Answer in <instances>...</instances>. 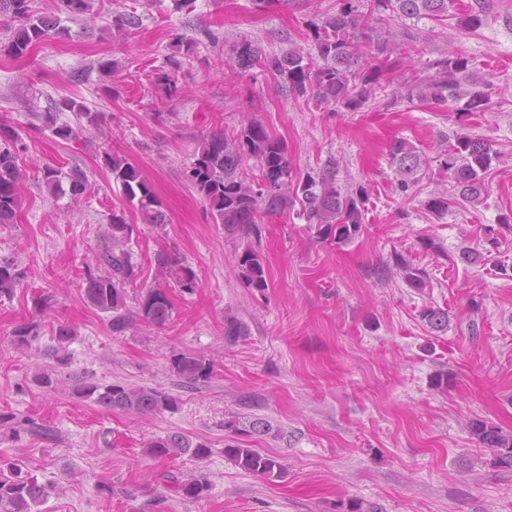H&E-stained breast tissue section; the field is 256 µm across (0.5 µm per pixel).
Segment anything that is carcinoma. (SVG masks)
Returning <instances> with one entry per match:
<instances>
[{
  "mask_svg": "<svg viewBox=\"0 0 512 512\" xmlns=\"http://www.w3.org/2000/svg\"><path fill=\"white\" fill-rule=\"evenodd\" d=\"M370 12L362 11L363 0H341L339 10L312 26V37L321 63L310 61L304 49L290 43L287 51L274 56H263L262 49L243 38L229 49L227 63L242 71L262 62L278 79L281 90L297 96L311 95L336 111L356 112L362 108L385 82L394 80V73L417 49V38L411 30L381 31L372 26L370 16L386 14L390 17L421 20L439 19L448 15L454 0H368ZM33 0H0V18L7 21L11 32L8 41H0V54L20 59L36 45L53 37L70 36V28L62 25L59 15H45L35 11ZM59 11L68 20L93 19V0H59ZM119 30L136 28L142 18L133 13H119L112 17ZM369 44L372 54L362 46ZM403 55L392 58L396 50ZM431 70L415 84L407 85L406 97L417 98L440 106H448L459 120L486 109L487 98L480 90L483 79L472 60L458 52L428 63ZM62 112H71L74 123L59 121ZM41 130L50 131L61 141L73 142L97 131L103 122V113L89 108L73 96H65L54 103L52 112H36ZM20 133L0 119V224L16 222L22 192V173L18 164ZM390 163L395 167L400 189L406 191L419 181L422 160L417 148L406 140H396L390 150ZM254 161L259 174L252 180L243 175V169ZM501 157L487 140L473 135L466 124L453 134V141L440 155V169L452 179V197L434 196L427 201L429 211L441 214L452 203L476 206L489 192L487 175ZM103 167L112 176L114 184L122 189L129 205L137 210L147 224L164 229L166 214L154 185L125 157L104 153ZM185 177L202 201L209 207L214 222L224 225V231L246 241L237 252L234 267L238 278L248 288L264 293L269 288L268 273L259 249L263 217L276 215L284 209L288 199L294 198L301 206V216L316 238L347 244L362 234L368 193L364 186L344 189L336 182V162L324 165L319 172L292 175V166L285 144L272 135L259 121L245 118L235 134L213 131L199 140L193 161L186 168ZM42 184L53 197L67 196L71 203L82 201L88 186L85 171L72 167L46 166L42 169ZM133 227L124 214L112 212L106 234L107 241L96 253L93 264L86 267L85 301L93 308L112 314V332L122 333L134 320L144 319L154 325H164L172 315L173 305L161 288H148L138 300L136 310L126 305V287L138 278V265L129 247ZM158 270L165 278L173 279L182 290L192 293L198 287L194 272L164 254L157 256ZM395 267L411 288L426 287L422 271L404 260ZM23 272L13 263L0 261V295H11L20 284ZM421 317L437 332L448 329V312L440 307H426ZM72 330L61 325L56 330L58 347L54 352L57 363L68 360L66 344L72 339ZM172 368L182 381L194 385L210 376L213 365L205 356L185 351L173 355ZM76 393L94 403L113 410L134 413L172 412L177 399L169 392L150 386L110 384L101 386L84 380ZM471 436L484 448L493 449L492 464L512 467V433L492 422L474 419L469 423ZM148 453L155 458L189 455L203 460L210 454L204 442H193L179 434H168L151 439ZM224 456L247 473L264 479L280 478L284 468L279 459L262 454L254 448L228 443ZM175 492L190 499H201L209 490L201 475L181 478L166 475ZM46 496L45 485L37 477L12 464L9 471L0 469V512H35Z\"/></svg>",
  "mask_w": 512,
  "mask_h": 512,
  "instance_id": "carcinoma-1",
  "label": "carcinoma"
}]
</instances>
